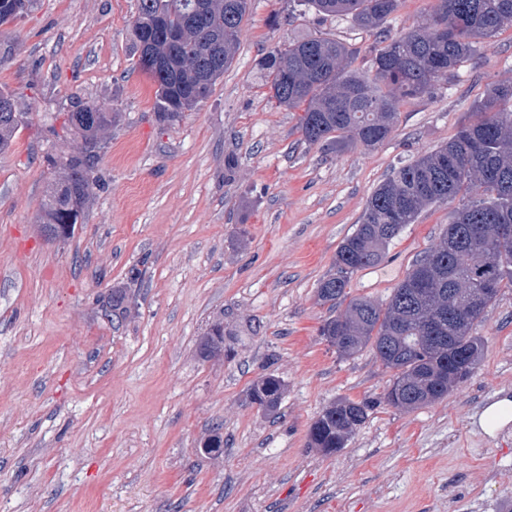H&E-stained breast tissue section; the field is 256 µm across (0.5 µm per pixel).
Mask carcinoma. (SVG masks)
I'll use <instances>...</instances> for the list:
<instances>
[{
  "label": "carcinoma",
  "instance_id": "obj_1",
  "mask_svg": "<svg viewBox=\"0 0 512 512\" xmlns=\"http://www.w3.org/2000/svg\"><path fill=\"white\" fill-rule=\"evenodd\" d=\"M199 15L190 13L193 3ZM324 16H344L379 28L399 0H299ZM248 0H137L131 36L136 66L156 84L157 117L174 121L211 92L232 62ZM181 33L171 44L146 42L157 20ZM512 27V0H435L429 17L393 36L379 33L366 72L352 68L356 51L330 37L292 40L258 63L271 98L300 109L299 132L309 144L342 151L374 148L392 133L402 103L453 82L457 68L484 40ZM0 151L24 123L10 93L0 90ZM116 115L92 104L70 112L68 126L81 150L51 157L61 171L41 203L48 239L62 224H81L93 188L94 159ZM458 202L436 243L419 254L384 302L348 298L355 272L380 263L390 246L426 208ZM489 280L491 293L481 291ZM504 288H512V81L493 85L447 143L399 166L370 194L359 224L337 248L333 272L317 286L320 304L344 306L324 321L320 335L342 356L369 347L393 372L384 400L401 410L435 403L466 382L485 343L473 327ZM198 354H224V317L200 338ZM285 391L279 377L263 376L249 391L253 404L277 409ZM366 402L342 399L311 424L309 445L326 455L346 446L368 418Z\"/></svg>",
  "mask_w": 512,
  "mask_h": 512
}]
</instances>
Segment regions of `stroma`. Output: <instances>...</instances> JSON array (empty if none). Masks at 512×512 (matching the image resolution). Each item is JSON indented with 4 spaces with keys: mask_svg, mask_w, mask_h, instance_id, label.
Returning a JSON list of instances; mask_svg holds the SVG:
<instances>
[{
    "mask_svg": "<svg viewBox=\"0 0 512 512\" xmlns=\"http://www.w3.org/2000/svg\"><path fill=\"white\" fill-rule=\"evenodd\" d=\"M135 12L136 0H37L0 29V90L28 115L0 152V512H502L512 426L492 438L475 420L512 393V288L474 327L485 351L471 378L409 412L385 403L391 373L370 349L342 358L320 336L330 311L316 288L374 188L512 81V27L449 87L403 104L381 145L339 153L302 140L300 110L271 98L257 63L322 35L364 69L374 31L250 0L209 97L162 123L135 65ZM79 102L118 118L84 223L52 242L37 222L47 157L76 149L55 132ZM449 211L424 210L350 295L386 299ZM116 291L124 306L105 317ZM219 317L235 341L202 359ZM266 374L285 383L273 413L247 397ZM343 398L369 403L366 422L336 454L309 447L310 425ZM216 428L222 452L202 453Z\"/></svg>",
    "mask_w": 512,
    "mask_h": 512,
    "instance_id": "1",
    "label": "stroma"
}]
</instances>
